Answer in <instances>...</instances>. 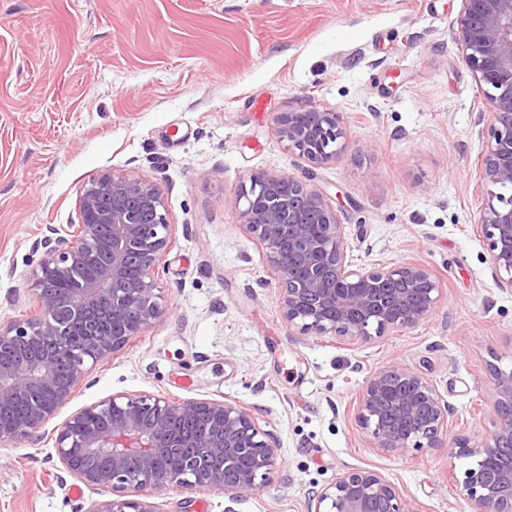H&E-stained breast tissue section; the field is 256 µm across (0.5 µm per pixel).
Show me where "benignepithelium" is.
<instances>
[{
    "mask_svg": "<svg viewBox=\"0 0 512 512\" xmlns=\"http://www.w3.org/2000/svg\"><path fill=\"white\" fill-rule=\"evenodd\" d=\"M458 41L476 81L495 88L487 95L492 142L481 150L479 187H487L480 225L488 241L497 283L512 289V195L493 188L512 185V0H461ZM276 117L277 134L288 149L314 165L336 157L346 133L334 112L307 109ZM233 205L240 224L266 251L273 279L283 293L288 325L302 333L340 336L368 343L389 329L418 325L437 307L441 286L419 263L372 269L347 261L343 225L330 198L285 175H257L241 187ZM80 223L53 228L26 288L34 314L0 321V414L20 403L26 412L0 442L36 437L41 426L69 402L76 386L96 364L122 349L161 313V261L172 229L165 200L155 184L104 169L83 186L76 201ZM97 271L64 296L48 286L84 264ZM97 337L88 356L76 345L67 380H59L45 344L62 335L60 311ZM494 430L481 445L456 436L455 457L495 461L512 449V369L490 368ZM101 416L85 428L81 409L56 429L55 448L68 472L108 492L89 512H160L146 491L169 487L251 492L256 480L274 470L276 438L232 400L185 399L114 394L89 406ZM194 420L202 433L190 443L175 440L169 423ZM358 421L377 447L393 455L435 448L448 423V405L421 373L399 363L375 373L359 396ZM103 460L78 467L76 450ZM460 495L474 512H512V457L494 469L469 468ZM314 512H420L401 491L374 470L348 471L315 496Z\"/></svg>",
    "mask_w": 512,
    "mask_h": 512,
    "instance_id": "benign-epithelium-1",
    "label": "benign epithelium"
}]
</instances>
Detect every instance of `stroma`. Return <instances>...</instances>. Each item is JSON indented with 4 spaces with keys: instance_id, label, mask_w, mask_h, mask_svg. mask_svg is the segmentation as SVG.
<instances>
[{
    "instance_id": "35a3bbf8",
    "label": "stroma",
    "mask_w": 512,
    "mask_h": 512,
    "mask_svg": "<svg viewBox=\"0 0 512 512\" xmlns=\"http://www.w3.org/2000/svg\"><path fill=\"white\" fill-rule=\"evenodd\" d=\"M459 0H0V319L49 228L77 223L100 170L154 182L173 226L163 312L93 366L37 440L0 444V512H89L54 448L74 412L117 393L229 399L272 431L278 463L251 493L152 494L161 512H312L316 491L373 469L420 512H471L447 448L406 455L357 419L392 362L448 406V437L493 429L491 364L512 368V291L478 225L486 86L457 41ZM338 113L344 149L320 166L288 150L277 113ZM288 175L338 200L348 253L371 269L421 263L433 314L368 344L288 326L266 252L232 205L252 175Z\"/></svg>"
}]
</instances>
